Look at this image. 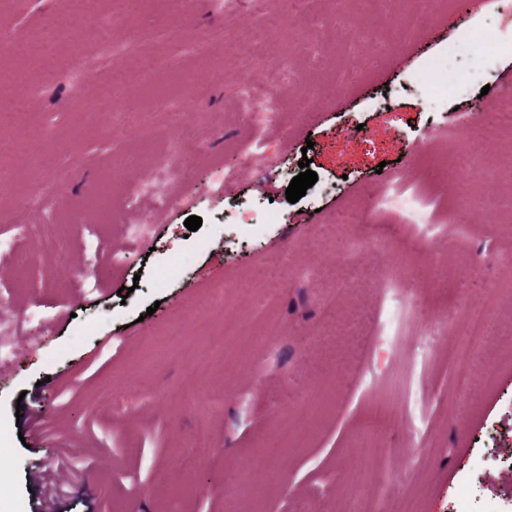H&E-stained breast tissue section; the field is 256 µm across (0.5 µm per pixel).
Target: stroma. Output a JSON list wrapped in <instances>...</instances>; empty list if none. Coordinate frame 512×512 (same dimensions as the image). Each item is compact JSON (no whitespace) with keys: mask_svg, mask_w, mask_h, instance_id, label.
<instances>
[{"mask_svg":"<svg viewBox=\"0 0 512 512\" xmlns=\"http://www.w3.org/2000/svg\"><path fill=\"white\" fill-rule=\"evenodd\" d=\"M61 2L0 0V48L22 72L0 85V227L47 191L53 211L0 293L27 319L0 368V512H42L39 470L57 512H226L229 489L237 512L298 499L314 512H401L408 495L418 512H512V450L498 445L512 437V264L497 262L512 256V137L474 160L469 184L448 180L459 118L480 123L512 96V27L485 40L512 0H446L422 36L368 48L334 22L336 0L261 22L259 0H226L220 24L209 0H82L70 15ZM412 11V0L349 7L381 28ZM67 25L78 46L61 39ZM106 25L120 62L102 50ZM256 56L289 59L303 80L260 136L263 170L215 194L211 168L236 166L252 137L230 85ZM188 91L198 109L175 117L167 102ZM111 97L117 111H101ZM179 129L188 160L164 184L177 204L129 243L125 224L155 202L123 210L126 184L155 177ZM418 156L435 192L416 203L386 182ZM305 157L318 180L288 202ZM245 207L252 223L238 221ZM112 247L134 264L111 266ZM88 256L107 274L81 293L69 268ZM475 316L508 358L466 393L444 357L478 353ZM403 387L400 419L352 465L370 416ZM38 412L45 437L24 445ZM201 429L210 451L182 469ZM65 443L85 483L63 468ZM247 457L280 466L257 478Z\"/></svg>","mask_w":512,"mask_h":512,"instance_id":"35a3bbf8","label":"stroma"}]
</instances>
